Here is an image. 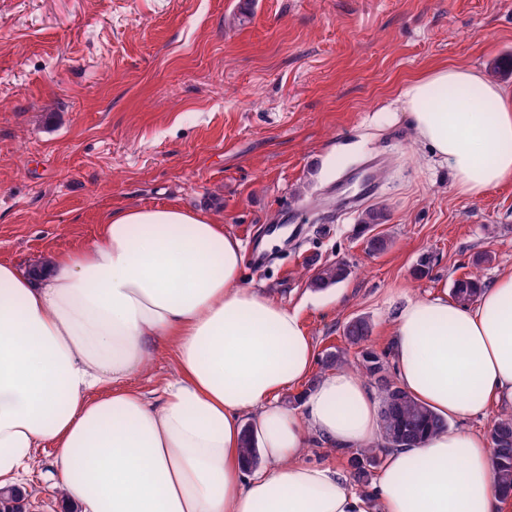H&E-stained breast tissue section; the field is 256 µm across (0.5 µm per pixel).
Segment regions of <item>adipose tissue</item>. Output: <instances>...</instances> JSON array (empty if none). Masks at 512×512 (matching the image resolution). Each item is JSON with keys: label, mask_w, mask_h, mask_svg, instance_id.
Listing matches in <instances>:
<instances>
[{"label": "adipose tissue", "mask_w": 512, "mask_h": 512, "mask_svg": "<svg viewBox=\"0 0 512 512\" xmlns=\"http://www.w3.org/2000/svg\"><path fill=\"white\" fill-rule=\"evenodd\" d=\"M399 100L462 193L512 181L511 91L440 66ZM244 260L222 222L176 204L116 210L40 268L0 259V488L23 489L50 444L77 512H512L487 437L461 426L388 450L363 490L308 462L318 443H377L380 405L350 369L313 377L298 311L242 287ZM389 333L401 386L445 420L512 407V267L471 304L404 297ZM166 348L160 398L128 387Z\"/></svg>", "instance_id": "obj_1"}]
</instances>
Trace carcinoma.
<instances>
[{
    "instance_id": "1",
    "label": "carcinoma",
    "mask_w": 512,
    "mask_h": 512,
    "mask_svg": "<svg viewBox=\"0 0 512 512\" xmlns=\"http://www.w3.org/2000/svg\"><path fill=\"white\" fill-rule=\"evenodd\" d=\"M347 275L343 264H330L321 267L314 275L311 285L314 288H328ZM483 283L475 276L455 279L451 294L455 301L469 303L482 292ZM371 323L359 317L351 320L344 328L343 335L352 346H360L371 335ZM361 366L380 401V427L383 444L365 448L348 459L350 477L360 485H365L371 476L370 467L379 460L381 448H391L403 444H416L426 435L448 428V422L417 402L389 374L386 362L372 351L361 353ZM497 466V476L501 484L512 488V414L501 415L488 433Z\"/></svg>"
}]
</instances>
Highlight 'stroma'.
Instances as JSON below:
<instances>
[{"instance_id": "obj_1", "label": "stroma", "mask_w": 512, "mask_h": 512, "mask_svg": "<svg viewBox=\"0 0 512 512\" xmlns=\"http://www.w3.org/2000/svg\"><path fill=\"white\" fill-rule=\"evenodd\" d=\"M439 65L512 89V0H0V258L26 269L112 211L176 203L241 240L243 286L297 309L317 357L356 317L391 357L400 297L512 266V182L460 193L396 101ZM336 262L346 279L313 288ZM53 453L24 477L38 512H62Z\"/></svg>"}]
</instances>
